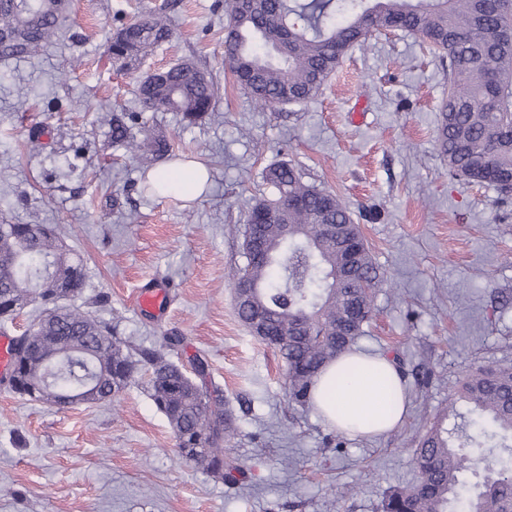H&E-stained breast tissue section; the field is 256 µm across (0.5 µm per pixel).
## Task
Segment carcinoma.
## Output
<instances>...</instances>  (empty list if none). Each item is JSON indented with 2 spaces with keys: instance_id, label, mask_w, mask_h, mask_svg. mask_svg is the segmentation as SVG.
I'll return each mask as SVG.
<instances>
[{
  "instance_id": "obj_1",
  "label": "carcinoma",
  "mask_w": 512,
  "mask_h": 512,
  "mask_svg": "<svg viewBox=\"0 0 512 512\" xmlns=\"http://www.w3.org/2000/svg\"><path fill=\"white\" fill-rule=\"evenodd\" d=\"M69 0H0V56L25 58L58 30ZM396 29L421 37L448 58V99L436 134L449 174L473 184H490L503 202L512 198V0H224V60L235 83L261 107L304 103L315 98L350 47L376 33ZM171 36L162 19L148 14L118 30L108 53L125 69ZM217 84L193 61L183 60L143 77L139 100L147 109L177 112L190 126L215 108ZM112 141L157 158L173 152L164 138L137 141L122 115H112ZM273 196L249 205L243 238L256 231L273 247L288 239V254L265 264L247 263L236 284L256 285L247 309L263 314L259 337L286 364L285 398L312 403L313 378L364 335L373 312L378 269L346 205L333 193L305 183L296 169L268 168ZM147 189L173 198L181 189L159 178ZM325 224L346 225L349 237L335 238ZM336 273L321 283L324 273ZM368 282L360 313L347 319L357 280ZM86 288L81 259L44 224L0 229V302L21 309L50 304L35 323L24 357L14 355L13 374L22 383L41 382L39 401L52 406L98 404L117 397L132 377L134 363L123 342L78 307L59 305ZM149 365L150 397L168 420L180 456L211 476L236 482L243 466L224 456L237 437L234 413L208 388L154 350L141 351ZM486 420L491 431L473 437L457 404ZM416 477L392 487L381 512H456L467 472L485 479L466 503V512H512V362L471 367L451 387L448 407L427 427L413 459Z\"/></svg>"
}]
</instances>
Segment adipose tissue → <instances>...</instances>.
Masks as SVG:
<instances>
[{
  "mask_svg": "<svg viewBox=\"0 0 512 512\" xmlns=\"http://www.w3.org/2000/svg\"><path fill=\"white\" fill-rule=\"evenodd\" d=\"M162 175L184 186L183 201H196L209 183L207 167L196 160L162 168ZM400 374L380 354L353 351L329 365L313 389L315 410L337 431L362 437L386 434L403 420L406 405Z\"/></svg>",
  "mask_w": 512,
  "mask_h": 512,
  "instance_id": "1",
  "label": "adipose tissue"
}]
</instances>
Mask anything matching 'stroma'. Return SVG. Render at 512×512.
I'll return each mask as SVG.
<instances>
[{
    "label": "stroma",
    "mask_w": 512,
    "mask_h": 512,
    "mask_svg": "<svg viewBox=\"0 0 512 512\" xmlns=\"http://www.w3.org/2000/svg\"><path fill=\"white\" fill-rule=\"evenodd\" d=\"M157 7L171 38L118 69L113 34ZM187 57L218 86L215 111L193 126L136 93ZM447 97V59L395 30L350 48L313 100L259 107L224 64V0H70L62 37L0 60V224L54 226L85 266L75 305L131 354L163 350L190 376L205 360L237 417L228 453L247 470L229 486L179 458L143 363L114 401L66 410L0 378V512H380L390 487L413 481L424 426L456 378L512 359V203L449 175L435 143ZM112 112L165 134L174 161H203L204 197L145 193L155 164L113 145ZM280 162L342 199L382 276L358 346L391 359L409 390L386 435L342 434L288 406L284 360L237 315L248 205ZM154 280L174 284L161 316L136 305Z\"/></svg>",
    "instance_id": "1"
}]
</instances>
